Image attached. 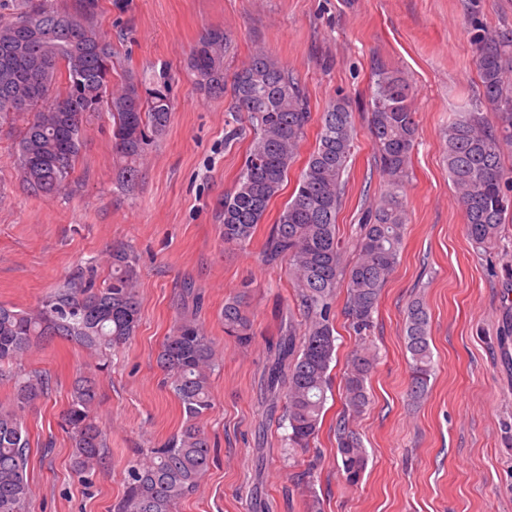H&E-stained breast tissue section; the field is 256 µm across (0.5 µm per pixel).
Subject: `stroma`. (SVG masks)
Returning a JSON list of instances; mask_svg holds the SVG:
<instances>
[{"label":"stroma","instance_id":"obj_1","mask_svg":"<svg viewBox=\"0 0 512 512\" xmlns=\"http://www.w3.org/2000/svg\"><path fill=\"white\" fill-rule=\"evenodd\" d=\"M98 26L112 39L113 86L166 77L172 114L147 146L132 187L114 182L112 122L89 123L72 185L43 196L23 185L14 164L27 119L0 122V304L25 312L87 267L111 271L112 247L139 258L141 318L134 337L96 370L97 358L61 338L34 345L18 368L50 376L47 394L24 423L31 443L28 512H113L124 492L131 449L175 433L183 419L162 385L156 359L176 319L195 313L224 355L211 379L214 406L200 421L216 449L209 471L180 512H512V217L496 246L468 239L465 216L448 178L442 131L481 93L475 65L479 34H512V0H100ZM231 34L226 76L265 46L298 78L313 116L333 100L349 103L356 123L336 232L352 259L368 210L385 186L368 129L371 77L401 71L413 87L417 144L405 183L407 223L368 338L343 314L345 288L333 304L336 355L323 424L308 453L283 457L281 411L269 410L260 377L281 332L296 314L285 267L262 261L264 243L296 188L318 130L310 124L301 157L250 242L219 235L224 196L233 190L247 141L224 142L230 97L196 88L187 59L210 29ZM192 296H185V284ZM246 292L254 322L248 348L225 335V299ZM420 299L429 316L435 371L422 399L409 395L406 308ZM372 344L378 359L370 404L353 422L368 454L358 484L342 476L336 420L353 352ZM95 371L94 410L108 434V458L91 480L72 469V440L60 426L73 378ZM317 460L313 492L301 475Z\"/></svg>","mask_w":512,"mask_h":512}]
</instances>
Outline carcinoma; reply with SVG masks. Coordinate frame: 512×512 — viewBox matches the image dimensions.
Here are the masks:
<instances>
[{
	"instance_id": "carcinoma-1",
	"label": "carcinoma",
	"mask_w": 512,
	"mask_h": 512,
	"mask_svg": "<svg viewBox=\"0 0 512 512\" xmlns=\"http://www.w3.org/2000/svg\"><path fill=\"white\" fill-rule=\"evenodd\" d=\"M0 13V120L10 116L7 100L27 102L32 117L21 131L15 162L23 182L35 194L67 189L92 115L105 111L113 120L117 182L131 185L149 142L170 121L169 86L164 81L132 78L112 93V43L96 27L98 0H79L73 12L50 0H12ZM27 20L22 31L17 22ZM230 36L211 29L194 45L188 67L207 96L230 90L235 119L224 140L251 135L233 192L224 197L220 235L226 244H242L255 234L271 200L305 140L311 112L298 78L274 55L256 48L226 81L224 57ZM476 67L482 97L461 112L444 131L450 181L462 202L470 241L489 247L498 240L512 197L502 190L501 156L512 147V35L486 33L479 38ZM412 87L398 71L376 70L371 87L370 132L387 189L367 216L346 265L336 236V215L344 195L343 175L351 156L355 120L343 101L330 102L320 116L316 145L301 170L295 197L279 214L268 235L265 264H288L299 306L302 333L294 321L281 330L274 358L264 370L266 391L285 399L287 445L306 449L318 434L329 389V368L336 353L331 318L339 282L347 287L344 313L358 335L373 315L401 252L406 224L403 188L417 134L410 105ZM497 116L494 125L484 113ZM245 122H240V117ZM112 274L96 286L93 274H81L49 295L30 312L0 305V374L37 340L65 338L106 361L134 336L140 320L139 265L125 247L109 255ZM224 332L242 346L253 340V321L242 296L224 302ZM428 313L420 301L405 319L406 350L411 357L410 391L422 396L434 370ZM373 349L357 351L344 379V411L336 423L337 452L349 483L365 472L368 456L351 420L369 403L366 380ZM157 364L182 406L184 421L169 440L127 461L123 497L117 512H178L213 461L211 441L199 424L211 409L210 377L224 364L213 341L194 315L183 314L165 336ZM48 374L14 378L13 397L0 404V512H28L29 440L22 412L50 389ZM99 392L93 375L77 377L63 422L73 441L72 467L80 476L107 463V434L95 421Z\"/></svg>"
}]
</instances>
